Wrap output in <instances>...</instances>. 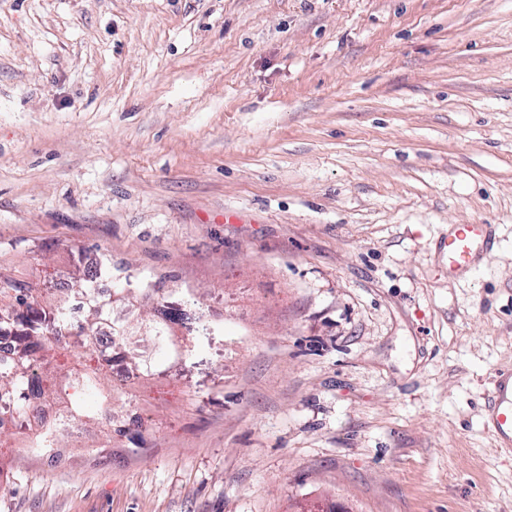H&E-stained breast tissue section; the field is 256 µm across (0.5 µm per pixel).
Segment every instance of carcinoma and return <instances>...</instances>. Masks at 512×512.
Instances as JSON below:
<instances>
[{
	"label": "carcinoma",
	"mask_w": 512,
	"mask_h": 512,
	"mask_svg": "<svg viewBox=\"0 0 512 512\" xmlns=\"http://www.w3.org/2000/svg\"><path fill=\"white\" fill-rule=\"evenodd\" d=\"M77 296L85 301V314L82 323L73 325L68 309ZM138 296L152 303L162 302L165 290L157 281L134 284L128 279L126 286L114 288L111 295L100 298L94 291V275L77 272L74 287L58 295L0 272V321H10L16 348L14 362L0 367V438L19 434L21 447L40 455L54 444L67 446L70 425L98 432L104 429L112 414V392L118 390L116 381L102 367L85 360L62 363L59 354L71 348L90 350L98 324L112 319L113 307L130 304ZM179 320L178 312L158 321L146 311L134 323H116L115 336L127 348L131 366L144 377L164 373L171 359H188L197 346L217 331L210 324L192 330L190 338L185 339L172 328V323ZM46 371L51 374L55 400L66 414V424L31 443L27 437L28 413L43 402L41 377Z\"/></svg>",
	"instance_id": "carcinoma-1"
}]
</instances>
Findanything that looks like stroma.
Masks as SVG:
<instances>
[{
	"label": "stroma",
	"instance_id": "35a3bbf8",
	"mask_svg": "<svg viewBox=\"0 0 512 512\" xmlns=\"http://www.w3.org/2000/svg\"><path fill=\"white\" fill-rule=\"evenodd\" d=\"M100 245L224 334L0 512H512V0H0L8 271ZM494 224H454L443 245L449 278L473 270L492 255ZM485 427L497 448L512 451V365L494 374L484 409Z\"/></svg>",
	"mask_w": 512,
	"mask_h": 512
}]
</instances>
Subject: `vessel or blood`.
<instances>
[{"label":"vessel or blood","mask_w":512,"mask_h":512,"mask_svg":"<svg viewBox=\"0 0 512 512\" xmlns=\"http://www.w3.org/2000/svg\"><path fill=\"white\" fill-rule=\"evenodd\" d=\"M495 248L491 224H455L443 245L448 274L455 277L482 264ZM485 427L497 447L512 451V365L499 367L485 403Z\"/></svg>","instance_id":"1"}]
</instances>
